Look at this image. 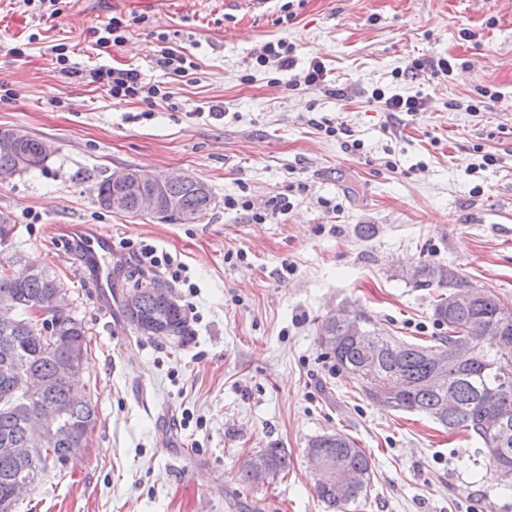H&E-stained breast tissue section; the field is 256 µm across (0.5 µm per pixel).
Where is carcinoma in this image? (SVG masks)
<instances>
[{
  "instance_id": "carcinoma-1",
  "label": "carcinoma",
  "mask_w": 512,
  "mask_h": 512,
  "mask_svg": "<svg viewBox=\"0 0 512 512\" xmlns=\"http://www.w3.org/2000/svg\"><path fill=\"white\" fill-rule=\"evenodd\" d=\"M45 141L27 135L16 153L0 152V171L17 167L19 156L34 160V165L21 171L40 169L49 158L44 150ZM100 207L133 214L137 207V194L130 192L116 206L107 204L112 198V182L105 178L92 188ZM179 203V208L169 209L168 199ZM157 216L163 220L187 222V216L201 220L210 209L214 197L204 182H173L158 193ZM417 288L446 287L448 292L437 296L433 307L436 324L447 333L434 337L431 345L414 344L381 336L367 328L369 320L355 316L361 331L379 344L370 352L349 335L348 326L335 317L323 320L320 330L331 327L335 340L329 347L334 366L357 381L361 393L374 402L395 411L418 413L440 424L448 431L464 430L481 444L477 453L487 460L489 470L496 480L512 484V445L504 448L497 434L502 422L512 425V388L499 389L503 368L512 372V346L498 348L482 336L481 325L500 319L512 312V305L504 303L497 295L474 288L451 267L423 263L410 275ZM458 290L471 291L475 301L469 306H453L449 296ZM59 291H68L61 276L41 262L28 263V273L19 278L10 274L7 265L0 262V295L8 294L17 299L18 318L7 331L0 328V367L8 365L11 375H0V442L9 441L16 448H28L23 458L0 455V512H14L16 499L13 485L19 476H32L40 481L48 467H64L69 458L83 447L88 434L97 422V403L92 393L88 402L72 406L69 393L78 388V382L59 372V363L69 352L68 342L88 349V329L73 310L50 303ZM41 305L44 318L39 320L29 309ZM138 319L151 323L161 322L165 335L182 346L192 339L193 332L180 304L166 301L164 295L150 293L141 299ZM468 352L460 365L450 370V387L457 405L455 409L441 412L442 401L448 399V390L433 389L427 383L432 361L437 354L453 356V349ZM39 381L43 388L29 392L27 383ZM45 402L61 407L54 422L39 428H30L29 420L40 419ZM307 447L321 448L332 459L335 474L316 484V494L333 512H346L351 504L367 499L374 473L373 462L358 448L353 440L341 433L322 434L311 438ZM261 465L278 474L290 465L282 448H265L249 458L242 469V479L252 481L251 472ZM347 478L345 496L337 498L334 491L336 476Z\"/></svg>"
}]
</instances>
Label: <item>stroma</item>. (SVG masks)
<instances>
[{
    "label": "stroma",
    "mask_w": 512,
    "mask_h": 512,
    "mask_svg": "<svg viewBox=\"0 0 512 512\" xmlns=\"http://www.w3.org/2000/svg\"><path fill=\"white\" fill-rule=\"evenodd\" d=\"M51 18L0 0V128L52 142L44 170L0 182L12 247L54 267L91 337L79 374L98 402L84 448L48 470L16 512H327L306 456L309 439L345 433L374 474L357 512H512V490L486 471L478 441L366 399L319 342L324 318L351 312L377 333L422 342L441 332L434 288L417 263L452 267L512 304V7L506 0H270L249 11L224 0H62ZM146 21L109 53L92 31L113 15ZM185 47L192 79L155 64L158 34ZM37 43H29L30 35ZM295 47L292 70L247 69L261 45ZM65 43L81 65L138 69L170 83L172 104L112 103L55 68ZM24 46V55L13 52ZM445 59L452 69L437 72ZM321 61L333 96L287 84ZM385 94L425 98L391 114ZM490 108L468 111L482 91ZM222 104L221 119L196 116ZM343 131L330 136L314 121ZM496 165L480 167L483 153ZM124 168L183 173L212 190L200 221L102 209L91 187ZM288 214L253 223L228 196ZM112 242V271L136 267L128 243L177 255L192 289L174 293L193 329L182 347L136 334L102 311L70 226ZM281 448L291 464L263 483L243 462Z\"/></svg>",
    "instance_id": "1"
}]
</instances>
